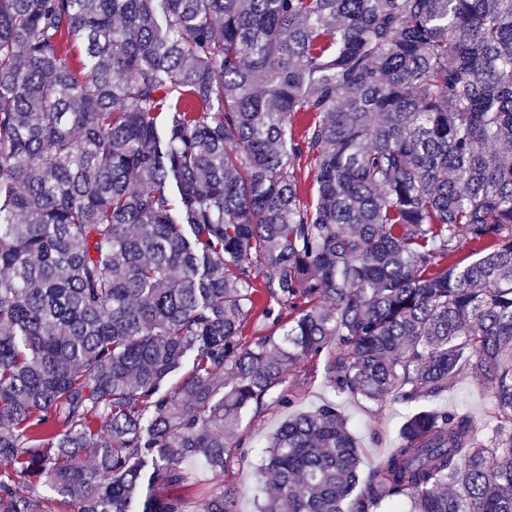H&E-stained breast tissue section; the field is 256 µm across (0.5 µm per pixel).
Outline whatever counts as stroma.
<instances>
[{
    "mask_svg": "<svg viewBox=\"0 0 512 512\" xmlns=\"http://www.w3.org/2000/svg\"><path fill=\"white\" fill-rule=\"evenodd\" d=\"M285 389L292 401L274 403L247 414L238 429L241 445L232 449L224 467V489L230 492L232 512H260L272 493L263 468L265 447L281 423L298 412H310L326 403L336 404L355 437L362 469L381 461L393 448L405 407L387 401H354L337 396L324 374L323 360L304 359L290 369ZM437 405L460 408L471 414L481 432L496 424L486 379L478 374L463 377L436 399Z\"/></svg>",
    "mask_w": 512,
    "mask_h": 512,
    "instance_id": "1",
    "label": "stroma"
}]
</instances>
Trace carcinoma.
Returning <instances> with one entry per match:
<instances>
[{"label":"carcinoma","instance_id":"carcinoma-1","mask_svg":"<svg viewBox=\"0 0 512 512\" xmlns=\"http://www.w3.org/2000/svg\"><path fill=\"white\" fill-rule=\"evenodd\" d=\"M325 350L410 413L364 477L292 415L263 512H512V0H0V512H230L243 414ZM467 373L487 435L428 405Z\"/></svg>","mask_w":512,"mask_h":512}]
</instances>
